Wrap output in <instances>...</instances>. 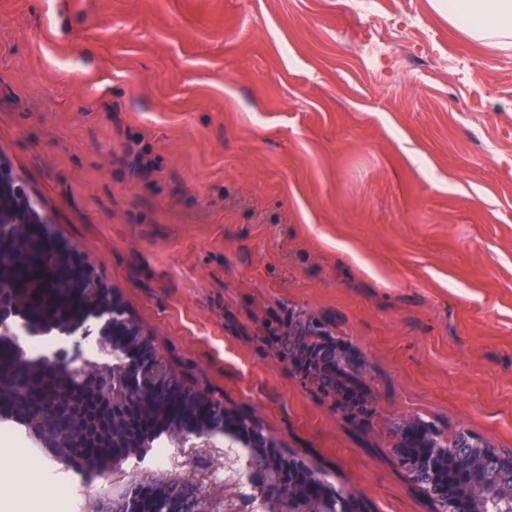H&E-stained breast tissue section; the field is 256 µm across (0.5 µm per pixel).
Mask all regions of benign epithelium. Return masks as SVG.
Masks as SVG:
<instances>
[{"label": "benign epithelium", "instance_id": "obj_1", "mask_svg": "<svg viewBox=\"0 0 512 512\" xmlns=\"http://www.w3.org/2000/svg\"><path fill=\"white\" fill-rule=\"evenodd\" d=\"M18 265L32 267L34 271L17 274ZM75 294L83 296V314L76 321H63L58 308ZM12 312L20 313L30 326L57 325L69 335L76 333L89 318L106 315L108 320L100 333L101 341L110 344L114 336L127 337L119 347L110 348L112 360L116 361L112 376L121 386V390L112 391V417L107 422L114 448L124 447L120 409L138 405L159 386L173 382L190 399L210 405L218 419L236 421L231 431L220 426L205 430L185 426L167 432L180 454L186 457L183 465H201L209 478L205 487L196 483L182 486L186 506L192 512H234L241 497L237 484L224 479L228 457L214 453L202 458L196 454L197 449L216 447L217 437L221 435L227 447H279L256 414L241 413L207 389L175 376L152 336L129 319L121 298L103 291L93 268L78 256L75 247L56 242L54 226L39 213L26 186L0 164V348H9L15 359L23 352L13 349L10 333L4 331ZM280 336L278 360L292 364L303 382L331 400L334 406L347 408L353 421H361L374 412L372 406L363 409L347 403L336 389L329 387L326 376L351 362V355L336 341L327 322L297 312L288 317ZM81 371L88 382L95 384L105 368L97 362L83 360ZM394 435L396 447L392 452L399 465L443 504V512H470L466 499L448 495L450 466L472 485L484 502L503 503L507 508L501 512H512V454H500L489 443L467 432L450 445L434 429L411 418L395 422ZM269 467L270 457L248 454L245 468L249 485H254L257 478L262 479V487L253 490L260 512H307L310 500L320 502L321 512H361L355 501L317 482L312 470L295 456H288V463L273 474L268 473ZM157 477L159 473L148 467L124 473L115 461L112 480L88 498L97 503L96 512H112V506L125 502L129 503L127 512H137L131 491L152 486Z\"/></svg>", "mask_w": 512, "mask_h": 512}]
</instances>
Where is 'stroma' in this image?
I'll use <instances>...</instances> for the list:
<instances>
[{
    "mask_svg": "<svg viewBox=\"0 0 512 512\" xmlns=\"http://www.w3.org/2000/svg\"><path fill=\"white\" fill-rule=\"evenodd\" d=\"M0 159L177 372L366 512H440L392 419L512 450V47L438 0H0ZM298 311L370 426L278 362ZM103 325L54 352L107 362ZM4 441L54 512L104 482Z\"/></svg>",
    "mask_w": 512,
    "mask_h": 512,
    "instance_id": "1",
    "label": "stroma"
}]
</instances>
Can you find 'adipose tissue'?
Instances as JSON below:
<instances>
[{
  "label": "adipose tissue",
  "mask_w": 512,
  "mask_h": 512,
  "mask_svg": "<svg viewBox=\"0 0 512 512\" xmlns=\"http://www.w3.org/2000/svg\"><path fill=\"white\" fill-rule=\"evenodd\" d=\"M448 22L470 38L512 44V0H448ZM21 454L18 448H0V467L6 471L0 480V512H42L44 507L29 484L7 472Z\"/></svg>",
  "instance_id": "adipose-tissue-1"
}]
</instances>
